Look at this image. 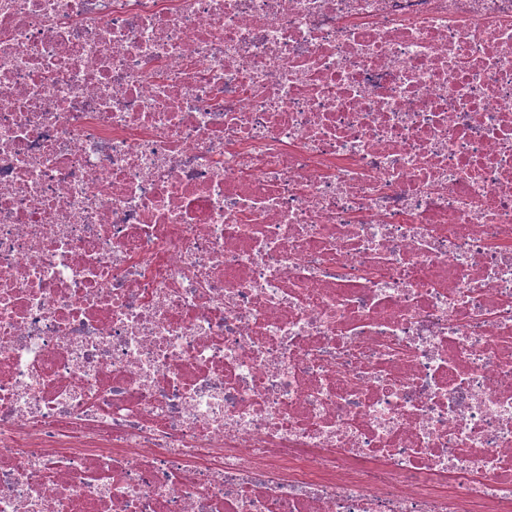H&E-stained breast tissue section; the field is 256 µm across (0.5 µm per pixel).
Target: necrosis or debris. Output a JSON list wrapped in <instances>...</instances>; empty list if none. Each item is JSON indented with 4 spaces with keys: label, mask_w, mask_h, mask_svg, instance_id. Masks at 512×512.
I'll use <instances>...</instances> for the list:
<instances>
[{
    "label": "necrosis or debris",
    "mask_w": 512,
    "mask_h": 512,
    "mask_svg": "<svg viewBox=\"0 0 512 512\" xmlns=\"http://www.w3.org/2000/svg\"><path fill=\"white\" fill-rule=\"evenodd\" d=\"M0 512H512V0H0Z\"/></svg>",
    "instance_id": "necrosis-or-debris-1"
}]
</instances>
